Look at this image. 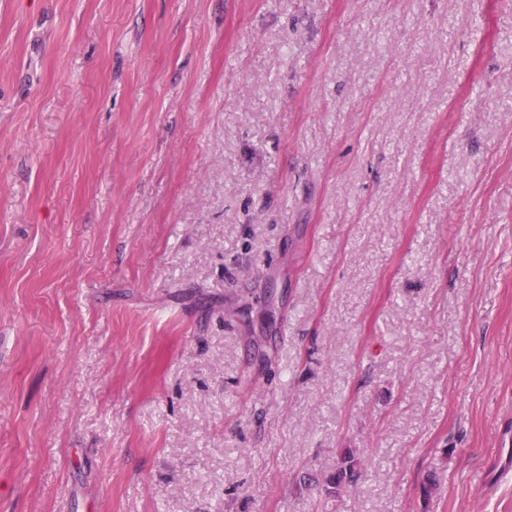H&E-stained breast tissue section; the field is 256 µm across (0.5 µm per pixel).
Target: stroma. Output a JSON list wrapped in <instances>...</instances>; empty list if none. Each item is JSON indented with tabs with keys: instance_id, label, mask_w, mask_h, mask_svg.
<instances>
[{
	"instance_id": "35a3bbf8",
	"label": "stroma",
	"mask_w": 512,
	"mask_h": 512,
	"mask_svg": "<svg viewBox=\"0 0 512 512\" xmlns=\"http://www.w3.org/2000/svg\"><path fill=\"white\" fill-rule=\"evenodd\" d=\"M0 512H512V0H0ZM358 467V458L354 454L353 450L348 448L343 452L341 461L336 467V471L329 476L327 482L332 488L352 483L357 476Z\"/></svg>"
}]
</instances>
